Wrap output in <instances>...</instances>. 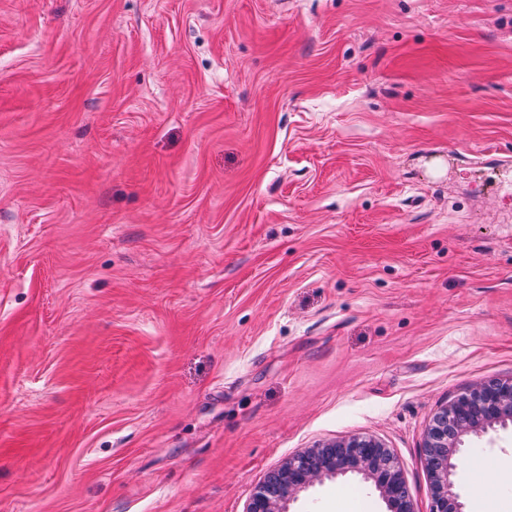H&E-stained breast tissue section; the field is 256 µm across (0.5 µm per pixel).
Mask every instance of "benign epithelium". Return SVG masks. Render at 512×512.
<instances>
[{
    "instance_id": "7a95c632",
    "label": "benign epithelium",
    "mask_w": 512,
    "mask_h": 512,
    "mask_svg": "<svg viewBox=\"0 0 512 512\" xmlns=\"http://www.w3.org/2000/svg\"><path fill=\"white\" fill-rule=\"evenodd\" d=\"M512 403V380L473 388L446 405L436 416L425 441L434 493L431 512H465L466 504L454 477L461 467V436H483L506 427L504 406ZM348 472L372 480L389 512H411L401 470L391 453L376 440L357 436L344 443L312 448L294 457L278 471L282 493L263 485L252 497L247 512H282L281 503L293 500L313 484Z\"/></svg>"
}]
</instances>
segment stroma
I'll use <instances>...</instances> for the list:
<instances>
[{
    "label": "stroma",
    "instance_id": "obj_1",
    "mask_svg": "<svg viewBox=\"0 0 512 512\" xmlns=\"http://www.w3.org/2000/svg\"><path fill=\"white\" fill-rule=\"evenodd\" d=\"M512 0H0V512H246L512 379ZM512 512V424L467 435ZM291 512H387L358 474ZM348 472L371 479L389 512H412L406 500L401 470L391 453L376 440L357 436L348 442L313 448L294 457L278 471L282 493L263 485L252 497L247 512H280L281 503L293 500L316 482Z\"/></svg>",
    "mask_w": 512,
    "mask_h": 512
}]
</instances>
